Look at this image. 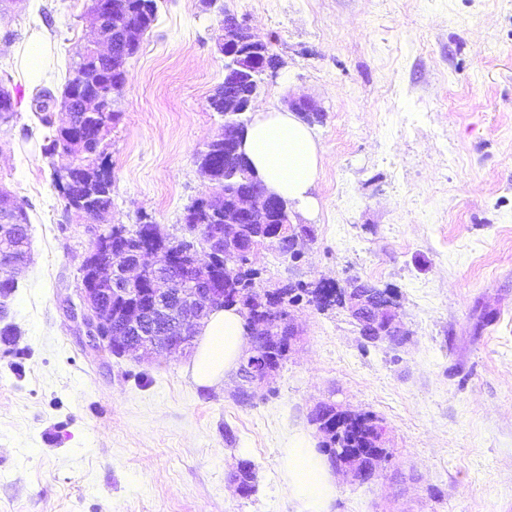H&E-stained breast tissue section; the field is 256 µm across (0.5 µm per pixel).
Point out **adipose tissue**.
I'll list each match as a JSON object with an SVG mask.
<instances>
[{"label":"adipose tissue","mask_w":512,"mask_h":512,"mask_svg":"<svg viewBox=\"0 0 512 512\" xmlns=\"http://www.w3.org/2000/svg\"><path fill=\"white\" fill-rule=\"evenodd\" d=\"M243 149L269 192L289 203L311 202V189L323 155L308 124L293 112H258L247 125ZM247 347L244 321L232 309L214 310L199 329L191 365L195 384L211 387L224 382L238 368ZM288 486L301 512H328L335 493L334 478L314 449L294 447L283 451Z\"/></svg>","instance_id":"adipose-tissue-1"}]
</instances>
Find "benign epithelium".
Segmentation results:
<instances>
[{
    "mask_svg": "<svg viewBox=\"0 0 512 512\" xmlns=\"http://www.w3.org/2000/svg\"><path fill=\"white\" fill-rule=\"evenodd\" d=\"M118 7L112 0H96L92 12V25L84 36V46L79 57L85 62L83 84L92 85L101 75L99 60L117 54L134 55L141 45L142 14L139 10L125 7L124 24L109 28L110 16ZM224 35L218 47L224 54V90L218 97L224 107V153H233L242 147L239 138L240 124L230 116L249 111L259 86L269 74L275 72L277 60L266 41L255 35L239 22L236 15L224 12L221 24ZM67 115L74 112H105L106 105L96 98L77 90L63 108ZM84 170L72 162L55 171L54 178L59 190L69 192L70 187L83 179ZM227 201L224 195L197 199L194 212L185 227L200 234L210 247L206 252L198 250L184 240L167 233L160 225L151 224L148 233L153 243L140 242L141 233L127 230L115 235L113 226L102 222L103 214L92 209L86 199L78 197L71 206L75 215L87 221L93 236V249L85 256L80 280L75 292L79 304H69V317L79 324L87 345L98 353H112L121 346L133 352L139 351L148 358L158 351L179 350L191 341V326L201 319L209 308L224 304V293L230 283L216 274V269L236 264L241 253L239 240L246 233L248 224H265L279 205V197L259 187L236 194L234 198L235 221L212 224L211 217L220 212V205ZM29 242L17 236L4 235L0 247V267L11 272L24 265V251ZM122 256L115 265L112 254ZM149 283L150 306L136 311L132 321L121 327L112 325V300L118 296H137L144 283ZM183 287L186 295L179 313L166 324L157 321V314L165 310L166 291L172 286ZM288 282L279 281L273 288L264 290L266 297H278L271 313L276 327L271 339L286 354L292 352L300 340V332L290 320V305L281 299ZM349 315L365 327L374 339L384 335L398 339L405 335L392 303L386 295L372 299L350 292L341 298ZM259 309L244 313L250 332L249 349L240 365V374L246 382L249 395L270 387L277 368L265 355L268 338L253 335ZM364 416L352 413L340 402L328 401L315 406L311 423L317 431H334L341 435L350 423H361ZM373 435L361 448L330 449L331 463L345 471L352 480L361 483L374 479L386 456L387 428L379 421H372Z\"/></svg>",
    "mask_w": 512,
    "mask_h": 512,
    "instance_id": "obj_1",
    "label": "benign epithelium"
}]
</instances>
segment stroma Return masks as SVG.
Returning <instances> with one entry per match:
<instances>
[{"instance_id":"obj_1","label":"stroma","mask_w":512,"mask_h":512,"mask_svg":"<svg viewBox=\"0 0 512 512\" xmlns=\"http://www.w3.org/2000/svg\"><path fill=\"white\" fill-rule=\"evenodd\" d=\"M90 0H23L0 15V186L29 217L31 263L5 304L0 342V512H296L284 448H318L328 395L387 428L377 479L337 476L330 512H512V0H158V17L114 97L103 147L110 224L149 215L181 235L187 206L219 188L196 155L222 130L225 13L281 61L256 110L307 98L324 153L298 262L252 259L257 288L292 277L390 289L405 344H372L348 313L302 301L303 341L270 391L243 405L237 377L194 385L193 352L150 361L90 351L66 313L92 236L65 214L45 157L37 88L61 94ZM48 36L46 77L22 53ZM256 490L227 483L239 461Z\"/></svg>"}]
</instances>
